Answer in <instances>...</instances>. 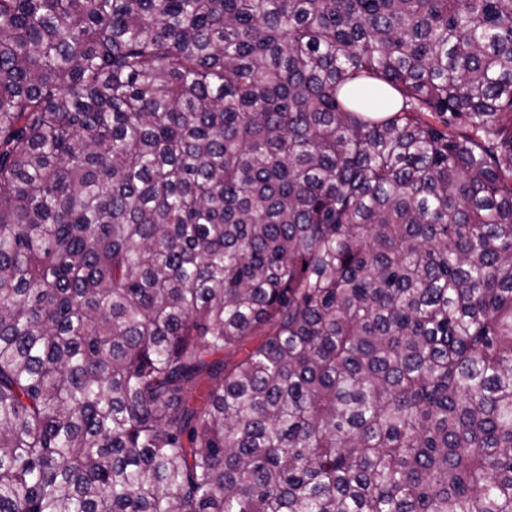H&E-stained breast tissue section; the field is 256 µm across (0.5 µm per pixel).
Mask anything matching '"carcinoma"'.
Returning <instances> with one entry per match:
<instances>
[{"label":"carcinoma","mask_w":512,"mask_h":512,"mask_svg":"<svg viewBox=\"0 0 512 512\" xmlns=\"http://www.w3.org/2000/svg\"><path fill=\"white\" fill-rule=\"evenodd\" d=\"M0 512H512V0H0Z\"/></svg>","instance_id":"obj_1"}]
</instances>
